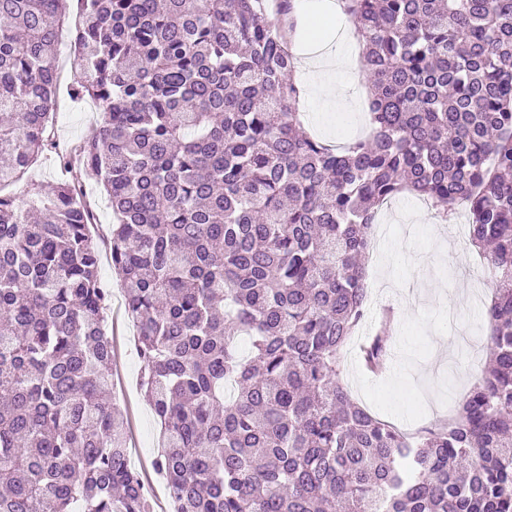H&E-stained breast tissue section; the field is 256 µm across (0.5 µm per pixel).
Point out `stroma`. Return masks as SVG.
<instances>
[{"mask_svg":"<svg viewBox=\"0 0 512 512\" xmlns=\"http://www.w3.org/2000/svg\"><path fill=\"white\" fill-rule=\"evenodd\" d=\"M80 22L78 11H71L54 60L56 103L62 109L55 117L54 132L62 149L91 137L97 126L91 102L69 96L71 86L82 78L72 40ZM62 180L83 187L96 215L99 275L111 290L106 321L112 336V399L126 416L130 460L148 490L152 512H172L153 467L161 445L160 428L139 394L136 329L125 315L120 282L112 269L108 245L112 209L105 192L82 167L62 170L51 154L42 155L9 191L20 197L27 183L48 190ZM396 205L399 223L390 225L385 240L372 251L367 273L382 287L371 299L368 324L359 330L360 335H368L385 309L394 310L387 368L381 376L369 375L350 347L341 379L379 417L415 434L447 422L456 397L472 379L482 377L487 334L483 311L491 288L485 260L468 244L464 219L442 221L430 203L415 197L399 198Z\"/></svg>","mask_w":512,"mask_h":512,"instance_id":"stroma-1","label":"stroma"}]
</instances>
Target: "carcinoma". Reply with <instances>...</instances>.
<instances>
[{
  "mask_svg": "<svg viewBox=\"0 0 512 512\" xmlns=\"http://www.w3.org/2000/svg\"><path fill=\"white\" fill-rule=\"evenodd\" d=\"M71 0H0V184L49 152ZM371 132L303 130L296 0H78L79 163L108 197L173 512H512V0H337ZM465 204L488 364L410 435L354 400L378 208ZM0 194V512H150L108 396L110 289L80 187ZM250 355L238 351L240 337ZM385 368V328L360 346Z\"/></svg>",
  "mask_w": 512,
  "mask_h": 512,
  "instance_id": "1",
  "label": "carcinoma"
}]
</instances>
